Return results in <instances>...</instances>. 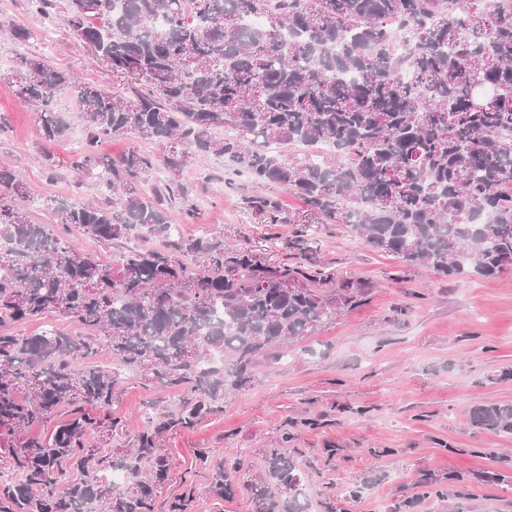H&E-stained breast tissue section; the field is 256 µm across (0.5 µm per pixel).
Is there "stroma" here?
Wrapping results in <instances>:
<instances>
[{
  "instance_id": "stroma-1",
  "label": "stroma",
  "mask_w": 512,
  "mask_h": 512,
  "mask_svg": "<svg viewBox=\"0 0 512 512\" xmlns=\"http://www.w3.org/2000/svg\"><path fill=\"white\" fill-rule=\"evenodd\" d=\"M66 0H56L51 41L32 49L83 81L126 92L129 79L95 59L63 23ZM11 22L42 28L29 0H0V166L23 177L27 195L15 207L44 223L47 198L98 199L97 179L76 185L70 165L82 147L74 125L66 144L42 139L35 114L18 95L26 74L15 66L25 45L3 30ZM181 182L201 212L200 222L264 265H298L296 242L307 233L313 262L337 278L361 281L359 305L287 351L260 356L256 380L191 429L166 433L173 460L157 493L164 503L193 488L189 512H250L248 497L220 500L199 448L238 450L242 477L265 465L277 448L294 457L316 504L314 512H512V483L478 481V474L512 473V434L471 426L473 406L512 402V271L493 278L448 279L409 267L374 249L343 224L322 223L291 192L274 214L252 205L258 189L215 157L188 159ZM114 409L122 428L115 448L131 447L152 406L173 407L179 394L123 372ZM467 478L463 498L417 501L425 476Z\"/></svg>"
}]
</instances>
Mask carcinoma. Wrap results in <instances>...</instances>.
I'll use <instances>...</instances> for the list:
<instances>
[{"mask_svg": "<svg viewBox=\"0 0 512 512\" xmlns=\"http://www.w3.org/2000/svg\"><path fill=\"white\" fill-rule=\"evenodd\" d=\"M473 2L68 0L70 33L135 84L122 97L34 51L18 57L29 76L20 94L45 142L70 130L56 93L75 96L84 137L72 168L103 179L107 198H50L52 223L38 224L8 203L26 187L0 167V328L54 315L85 329L0 332V500L16 512H156L171 468L161 435L194 428L224 392L256 379L257 357L358 302L360 283L323 291L335 275L313 265L263 266L222 235L174 233L170 208L199 218L179 180L192 152L298 194L326 223L410 266L447 277L512 269V4ZM128 134L169 146L151 200L138 184L153 177L152 155L97 153ZM293 144L321 153L290 161L271 151ZM73 227L115 248V260L79 250ZM136 230L159 246H125ZM101 351L114 367L71 364ZM123 368L182 395L115 457L90 436L116 431ZM58 412L65 420L49 437L30 433ZM469 421L512 434V403L474 406ZM195 463L211 470L217 497L236 493L238 456L200 448ZM73 466L82 479L67 480ZM119 466L126 487L106 477ZM243 488L251 512H307L296 462L277 449Z\"/></svg>", "mask_w": 512, "mask_h": 512, "instance_id": "obj_1", "label": "carcinoma"}]
</instances>
